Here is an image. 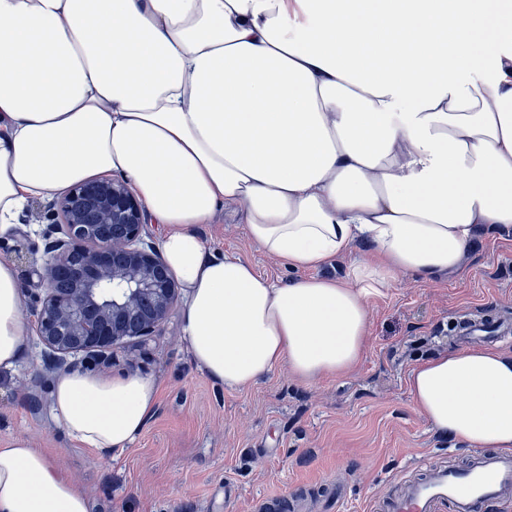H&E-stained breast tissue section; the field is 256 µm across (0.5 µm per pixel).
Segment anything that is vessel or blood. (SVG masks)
Here are the masks:
<instances>
[{
    "label": "vessel or blood",
    "instance_id": "vessel-or-blood-1",
    "mask_svg": "<svg viewBox=\"0 0 512 512\" xmlns=\"http://www.w3.org/2000/svg\"><path fill=\"white\" fill-rule=\"evenodd\" d=\"M512 502V453L474 450L465 471L427 464L423 478L389 487L378 512H489Z\"/></svg>",
    "mask_w": 512,
    "mask_h": 512
}]
</instances>
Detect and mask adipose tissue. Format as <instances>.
<instances>
[{
    "label": "adipose tissue",
    "mask_w": 512,
    "mask_h": 512,
    "mask_svg": "<svg viewBox=\"0 0 512 512\" xmlns=\"http://www.w3.org/2000/svg\"><path fill=\"white\" fill-rule=\"evenodd\" d=\"M511 44L500 0H0V236L31 200L118 173L162 227L208 378L344 375L383 288L455 272L475 240L512 232ZM231 207L299 278L208 251L197 225ZM360 241L369 260L325 273ZM24 310L0 258V371L23 354ZM408 391L438 432L512 449V355L447 350ZM158 394L147 376L68 370L51 413L103 454L143 431ZM0 512L90 503L18 436L0 446Z\"/></svg>",
    "instance_id": "adipose-tissue-1"
}]
</instances>
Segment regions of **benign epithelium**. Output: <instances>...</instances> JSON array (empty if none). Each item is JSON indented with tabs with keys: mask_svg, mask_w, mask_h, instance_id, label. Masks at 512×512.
I'll list each match as a JSON object with an SVG mask.
<instances>
[{
	"mask_svg": "<svg viewBox=\"0 0 512 512\" xmlns=\"http://www.w3.org/2000/svg\"><path fill=\"white\" fill-rule=\"evenodd\" d=\"M49 209L35 331L56 364L79 368L80 353L103 359L123 340L159 330L179 287L158 248L143 239L145 210L128 184L91 178L54 197Z\"/></svg>",
	"mask_w": 512,
	"mask_h": 512,
	"instance_id": "7a95c632",
	"label": "benign epithelium"
}]
</instances>
